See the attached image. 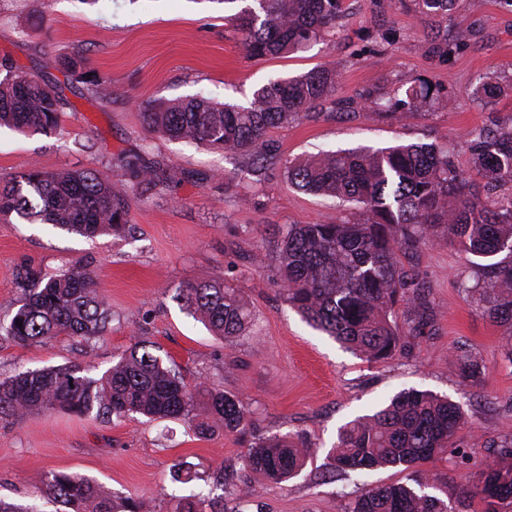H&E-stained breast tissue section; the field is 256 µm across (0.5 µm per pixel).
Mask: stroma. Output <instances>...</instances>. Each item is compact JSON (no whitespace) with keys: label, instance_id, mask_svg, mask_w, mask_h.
Instances as JSON below:
<instances>
[{"label":"stroma","instance_id":"35a3bbf8","mask_svg":"<svg viewBox=\"0 0 512 512\" xmlns=\"http://www.w3.org/2000/svg\"><path fill=\"white\" fill-rule=\"evenodd\" d=\"M341 28L294 54L247 55L221 0H0V64L14 73L59 81L60 126L43 134L0 129V184L30 170H96L121 179L122 157L143 152L182 173L175 188L133 196L124 231L90 239L49 224L0 215V322L9 323L22 290L14 273L32 266L57 273L94 270L111 312L92 341L60 337L22 346L0 336V381L18 372L80 366L101 378L135 342L158 347L188 386L206 383L249 412L244 432L197 434L184 418L151 421L33 412L0 418V499L56 512L45 495L50 473L89 479L122 512L126 499L150 512H175L180 497L202 494L219 512H348L363 488L406 481L401 467L343 477L329 453L341 427L389 404L403 391H430L456 401L466 419L448 452L430 463L448 492L469 488L498 445L512 439V361L506 338L461 280L481 272L459 245L404 252V269L429 289L432 327L409 335L397 323L402 350L370 361L313 329L280 293V238L290 224L357 220L288 182L289 160L321 151L396 143L447 149L459 168L472 167L471 134L512 129V0H454L450 10L420 18L412 0H343ZM472 31L467 45L452 33ZM448 41L445 53L433 38ZM79 59L66 70L61 62ZM326 64L336 67L334 96L307 117L272 128L260 184L243 171L250 156L227 157L148 132L141 107L204 94L237 106L254 91ZM427 81L435 99L404 120L380 104ZM496 85L493 98L476 90ZM372 96L368 107L360 97ZM242 293L253 323L240 336L212 335L176 299L187 283L216 276ZM485 367L476 382L460 376V350ZM290 435L313 448L302 472L281 484L245 467L258 439ZM190 470L192 482L174 481Z\"/></svg>","mask_w":512,"mask_h":512}]
</instances>
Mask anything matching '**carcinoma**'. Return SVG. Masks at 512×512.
Here are the masks:
<instances>
[{
    "mask_svg": "<svg viewBox=\"0 0 512 512\" xmlns=\"http://www.w3.org/2000/svg\"><path fill=\"white\" fill-rule=\"evenodd\" d=\"M257 7L233 15L251 56L295 53L336 29L342 0H255ZM452 0H415L420 16L449 8ZM0 79V127L19 133H47L59 127L62 88L48 95L34 80L12 73ZM339 74L322 66L304 75L274 80L258 88L246 107L218 105L196 96L143 108L147 129L170 141L193 142L252 157L250 175L261 182L268 131L314 109L336 91ZM432 99L430 85L407 87L404 98L389 100L390 116L401 120ZM472 171L456 167L434 145L399 144L378 149L325 152L286 166L295 188L349 203L362 218L318 224H290L282 231L280 286L285 300L316 329L350 345L366 359L380 361L401 345L397 308L413 312L409 332L422 336L430 325L427 289L409 281L398 259L402 251L455 240L463 251L487 261L488 280L461 281L486 302L485 314L512 335V193L482 199L480 187L512 182V130L477 134L470 140ZM126 179L110 183L91 169L51 174L32 170L0 188V214L14 213L88 238L120 231L128 223L129 190L147 195L179 181L175 169L141 154L123 159ZM22 304L7 326L23 346L61 336L90 340L111 321L93 271L75 265L48 275L19 268ZM176 299L215 335L239 336L251 312L237 289L216 278L188 283ZM206 398L196 415L200 431L216 425L229 432L244 429L243 405L224 391L199 386L190 390L164 365L155 346L139 341L122 354L102 378L78 366L24 371L0 383V417L37 411L117 418L138 414L152 419L186 416L194 395ZM463 421L458 404L431 393L396 396L373 415L341 430L330 458L346 475L377 467H410L443 455ZM308 449L291 438L272 436L254 443L245 455L249 469L279 484L295 477L307 463ZM431 473L407 483L369 488L355 498L350 512H463L478 497L484 512L512 508V441L480 471L478 484L450 506L427 492L437 488ZM48 496L71 512H114L112 500L83 476L56 472Z\"/></svg>",
    "mask_w": 512,
    "mask_h": 512,
    "instance_id": "carcinoma-1",
    "label": "carcinoma"
}]
</instances>
